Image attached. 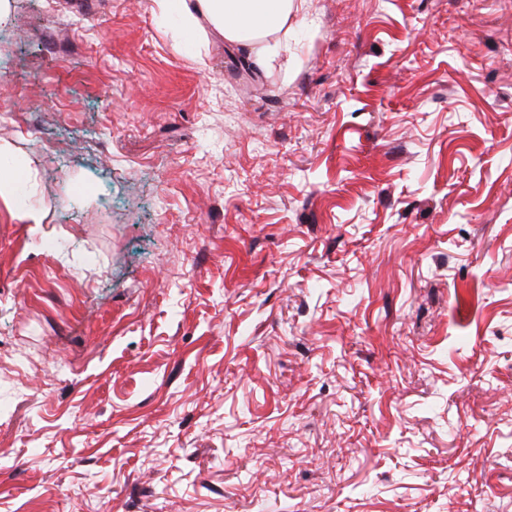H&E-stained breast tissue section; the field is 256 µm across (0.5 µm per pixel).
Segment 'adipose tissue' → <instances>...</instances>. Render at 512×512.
<instances>
[{
	"label": "adipose tissue",
	"instance_id": "obj_1",
	"mask_svg": "<svg viewBox=\"0 0 512 512\" xmlns=\"http://www.w3.org/2000/svg\"><path fill=\"white\" fill-rule=\"evenodd\" d=\"M306 0H159L164 10L184 20H206L225 43L246 49L255 63L267 66L277 59L282 41Z\"/></svg>",
	"mask_w": 512,
	"mask_h": 512
}]
</instances>
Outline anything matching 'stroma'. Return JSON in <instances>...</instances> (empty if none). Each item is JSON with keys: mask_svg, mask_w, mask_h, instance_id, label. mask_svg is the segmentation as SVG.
Wrapping results in <instances>:
<instances>
[{"mask_svg": "<svg viewBox=\"0 0 512 512\" xmlns=\"http://www.w3.org/2000/svg\"><path fill=\"white\" fill-rule=\"evenodd\" d=\"M243 57L9 0L0 512H512V0ZM28 182L27 173L21 169L15 166L1 165L0 194L2 192L10 194L22 203L28 193Z\"/></svg>", "mask_w": 512, "mask_h": 512, "instance_id": "stroma-1", "label": "stroma"}]
</instances>
